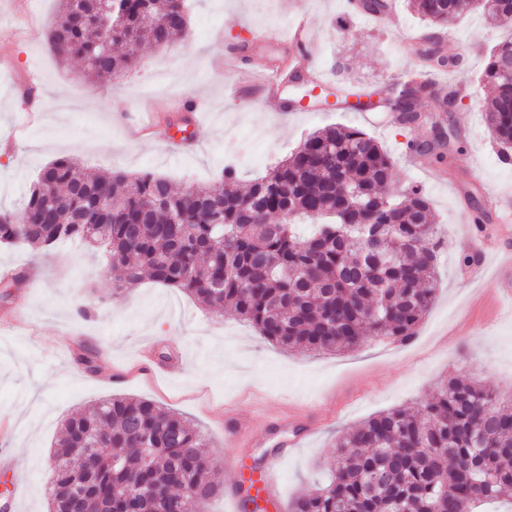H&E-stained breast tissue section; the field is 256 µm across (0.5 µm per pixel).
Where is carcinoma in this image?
<instances>
[{"label": "carcinoma", "mask_w": 512, "mask_h": 512, "mask_svg": "<svg viewBox=\"0 0 512 512\" xmlns=\"http://www.w3.org/2000/svg\"><path fill=\"white\" fill-rule=\"evenodd\" d=\"M47 33L64 61L97 76L128 72L141 54L188 35L185 0H59ZM426 24L421 72L376 90L339 80L318 100L378 97L403 125L433 99L427 73L452 72L459 55L439 54L448 21L465 10L512 29V0H406ZM512 38L487 53L479 83L492 88L482 111L499 159L512 155V77L499 62ZM391 156L363 130L331 126L310 134L266 175L238 187L223 170L209 192L152 173L86 171L72 157L47 165L18 214L0 212V245L48 250L64 240L103 247L113 293L147 274L208 309L234 307L241 320L286 349L343 352L376 337L407 343L430 308L446 243L434 231L424 191L384 194ZM298 215L331 222L305 239ZM205 443L179 413L148 399L114 396L66 418L55 441L48 512H202L222 483ZM327 482L300 494L290 512H474L512 500V397L472 378L451 377L437 397L393 408L336 438Z\"/></svg>", "instance_id": "carcinoma-1"}]
</instances>
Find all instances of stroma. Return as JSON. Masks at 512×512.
<instances>
[{
    "label": "stroma",
    "instance_id": "obj_1",
    "mask_svg": "<svg viewBox=\"0 0 512 512\" xmlns=\"http://www.w3.org/2000/svg\"><path fill=\"white\" fill-rule=\"evenodd\" d=\"M189 34L152 51L124 78L96 76L79 61L60 62L46 33L57 0H0V210L19 212L30 183L58 157L78 159L103 174L150 171L209 191L222 167L242 181L266 173L308 133L336 124L362 128L394 160L389 195L409 184L422 187L436 214L437 234L448 244L438 270L435 298L415 337L401 345L374 340L343 354L282 350L240 320L232 309L214 312L186 293L151 280L113 294L106 260L89 247L61 244L41 253L15 244L0 247V269L25 273L0 293V431L10 455L0 458V505L18 501L19 512H47L51 457L64 418L100 400L145 398L182 414L207 445L210 462L246 455L260 468L275 438L240 437L224 445V417L246 418L256 428L300 408L317 412L319 427L283 467L278 488L293 500L324 479L337 436L377 412L430 400L443 379L478 378L512 395V302L493 298L487 279L463 261L474 249L464 236L474 195L512 189V164H502L481 110L490 90L478 85L484 47L503 37L482 13H467L444 30L445 53L466 56L455 72L436 74L444 85L473 84L456 111L433 112L422 124L399 125L385 112L325 110L279 116L277 108L225 92L229 71L263 72L288 47L295 13L309 19L311 62L326 80L337 64L362 83L381 88L403 70L419 66L412 41L424 29L406 6L389 21L352 12L350 0H187ZM246 52H237L239 43ZM203 99L207 119L195 128L196 148L181 154L168 126L167 104ZM40 99L36 122L18 130L20 113ZM139 112L160 113L150 141L133 138L126 121ZM465 128L445 162L428 155L419 169L403 157L408 142L432 141L434 126ZM88 309L80 318L79 309ZM92 358V369L75 361ZM174 376L157 373L158 365Z\"/></svg>",
    "mask_w": 512,
    "mask_h": 512
}]
</instances>
